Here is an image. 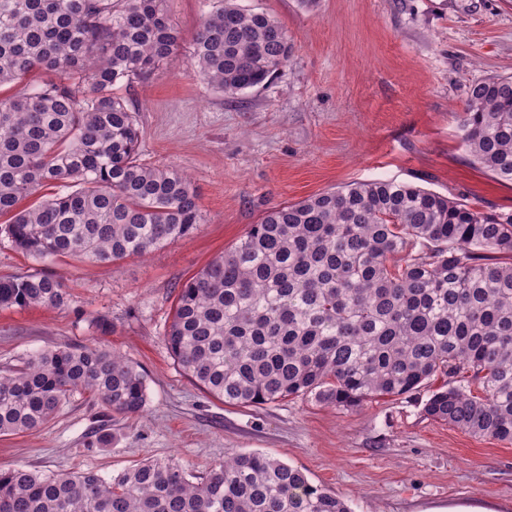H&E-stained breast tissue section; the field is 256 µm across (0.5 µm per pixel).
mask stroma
<instances>
[{"mask_svg":"<svg viewBox=\"0 0 512 512\" xmlns=\"http://www.w3.org/2000/svg\"><path fill=\"white\" fill-rule=\"evenodd\" d=\"M238 2L276 17L292 40L265 85L231 98L203 82L190 52L206 0H167L180 47L116 89L136 111L141 162L186 173L203 223L144 258L46 262L64 278L62 309L0 307L1 369L46 347L101 346L144 370L143 412L74 394L44 427L0 435V469L112 476L154 457L202 476L257 451L352 512H512V444L427 418L424 397L353 412L305 397L231 407L194 386L164 341L182 285L271 207L387 179L512 211V183L470 162L458 127L470 86L512 75V0ZM102 319L111 333L97 330Z\"/></svg>","mask_w":512,"mask_h":512,"instance_id":"35a3bbf8","label":"stroma"}]
</instances>
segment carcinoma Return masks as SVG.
<instances>
[{
	"label": "carcinoma",
	"instance_id": "cac0c4a2",
	"mask_svg": "<svg viewBox=\"0 0 512 512\" xmlns=\"http://www.w3.org/2000/svg\"><path fill=\"white\" fill-rule=\"evenodd\" d=\"M166 0H0V217L30 259L114 263L193 234L191 180L138 160L135 110L112 90L147 78L179 46ZM193 40L201 79L234 96L288 62V31L236 0H210ZM459 129L471 157L512 182V76L470 87ZM61 191L27 208L41 189ZM67 302L64 281L0 278V307ZM165 341L177 365L224 404L289 397L353 411L412 396L474 436L512 443V212L414 184L353 182L265 212L179 291ZM140 414L145 374L97 346H56L0 373V434L34 431L73 394ZM0 512H351L336 494L260 452L204 476L177 459L93 472L0 469Z\"/></svg>",
	"mask_w": 512,
	"mask_h": 512
}]
</instances>
